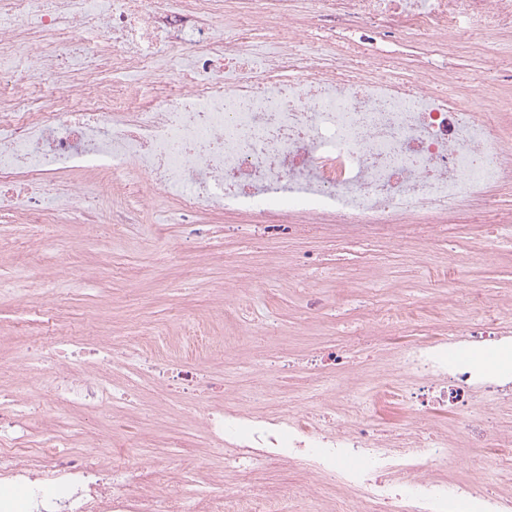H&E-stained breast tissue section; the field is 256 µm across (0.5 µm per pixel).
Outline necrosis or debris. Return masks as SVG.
<instances>
[{
  "label": "necrosis or debris",
  "instance_id": "4bbe7bcc",
  "mask_svg": "<svg viewBox=\"0 0 512 512\" xmlns=\"http://www.w3.org/2000/svg\"><path fill=\"white\" fill-rule=\"evenodd\" d=\"M240 0H0V214L48 224L59 213L96 221L80 175L100 177L110 192L147 179L143 199L173 194L188 235L203 236L196 215L257 213L261 235L282 238L305 227L337 226L352 240L367 231L403 242V227L425 238L463 207L497 213L495 189L512 179V118L499 95L484 93L480 111L463 103L469 85L442 63L461 45L496 55L495 36L512 30V0H306L307 9L239 11ZM277 26H270L271 15ZM346 26L350 47L331 41L310 54L301 44L316 25ZM273 30L285 51L257 50ZM427 41L430 59L408 65L379 52L392 38ZM140 75L154 95L122 85ZM38 84V93L28 85ZM60 180L57 205L43 189ZM288 197L284 214L271 212ZM53 329L40 346L55 358L47 374L62 407L115 413V386L145 384L162 397L191 394L210 377L196 366L141 362L155 336L144 332L96 341L72 336L56 320L53 292L37 298ZM478 323L412 341L371 382L348 361L349 346L319 361L340 368L345 399L335 421L307 406L264 413L243 405L215 408L199 430L222 449L234 477L263 465L304 466L313 485L351 491L342 512H512V492L490 495L476 483H451L428 468L459 462L447 435L416 429L422 412L462 417L470 442L487 444L475 408L512 398V317L489 302ZM492 349L493 362L459 359L458 349ZM402 405L406 422L362 424L360 415ZM30 395H0V512H227L221 494H197L193 507L153 493L168 480L129 450L113 465L108 433L46 428L33 435ZM53 495H45L43 485Z\"/></svg>",
  "mask_w": 512,
  "mask_h": 512
}]
</instances>
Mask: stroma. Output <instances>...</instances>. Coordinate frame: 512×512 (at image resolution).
<instances>
[{
    "mask_svg": "<svg viewBox=\"0 0 512 512\" xmlns=\"http://www.w3.org/2000/svg\"><path fill=\"white\" fill-rule=\"evenodd\" d=\"M122 209L128 215L123 237H113L109 225L65 216L45 245L35 225L0 217V239L5 242L0 249V365L10 366L46 330L33 307L14 302L9 288L30 287V274L48 277L65 262L73 276L58 289L67 298L60 318L72 332L91 321L110 326L117 336L146 326L158 335L153 356L201 365L222 381L221 389L204 390L186 412L162 410L150 421L120 414L106 418L51 404L43 416L31 418L29 425L36 431L48 417L81 425L87 432L109 433L116 449L137 437L144 461L167 468L171 475L169 483L154 488L161 496L272 490L284 512H336L345 491L330 487L311 495L303 488L300 471L290 465L261 471L243 483H215L223 460L195 434L191 418L212 403L246 399L256 410L276 412L287 401L304 399L322 374L305 366V358L346 343L376 306H406L411 319L351 350L352 362L368 378L406 343L445 332L454 319L476 316L475 302L461 301L440 276L441 262L462 260L467 278L480 284L485 299L512 306V235L494 224L448 223L426 244L410 241L397 248L313 228L287 239L260 238L252 233L254 216L203 213L195 221L209 225L210 234L199 244L185 242L184 227L169 201L147 210L131 194ZM296 253L311 262L292 273L288 257ZM87 266L99 269L96 280L82 278ZM236 284L246 285V292L231 293ZM314 298L321 300V307H311ZM191 327L211 338L238 336L249 329L254 336L240 351L187 344L170 350L168 337ZM457 446L460 466L435 464L439 477L475 481L486 490L512 488V472L496 466L499 449L475 447L464 439Z\"/></svg>",
    "mask_w": 512,
    "mask_h": 512,
    "instance_id": "1",
    "label": "stroma"
}]
</instances>
